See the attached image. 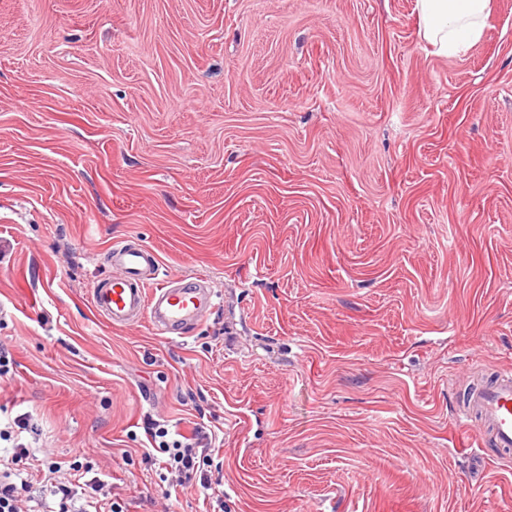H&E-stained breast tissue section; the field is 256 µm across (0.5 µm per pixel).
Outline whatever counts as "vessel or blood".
Instances as JSON below:
<instances>
[{
  "label": "vessel or blood",
  "mask_w": 512,
  "mask_h": 512,
  "mask_svg": "<svg viewBox=\"0 0 512 512\" xmlns=\"http://www.w3.org/2000/svg\"><path fill=\"white\" fill-rule=\"evenodd\" d=\"M110 261L118 273L92 291V307L108 324L126 327L147 320L154 333L179 337L214 309V294L203 277H161V262L150 247L135 241L113 245ZM458 420L475 425L512 461V375L471 384Z\"/></svg>",
  "instance_id": "b4317fda"
}]
</instances>
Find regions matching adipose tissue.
<instances>
[{
    "label": "adipose tissue",
    "instance_id": "obj_1",
    "mask_svg": "<svg viewBox=\"0 0 512 512\" xmlns=\"http://www.w3.org/2000/svg\"><path fill=\"white\" fill-rule=\"evenodd\" d=\"M491 0H415L421 38L437 54L463 53L484 31Z\"/></svg>",
    "mask_w": 512,
    "mask_h": 512
}]
</instances>
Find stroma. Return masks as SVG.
Wrapping results in <instances>:
<instances>
[{"label":"stroma","mask_w":512,"mask_h":512,"mask_svg":"<svg viewBox=\"0 0 512 512\" xmlns=\"http://www.w3.org/2000/svg\"><path fill=\"white\" fill-rule=\"evenodd\" d=\"M218 293L97 317L114 244ZM0 427L163 496L145 416L218 431L224 512H512L456 418L512 372V0L444 57L415 0H0Z\"/></svg>","instance_id":"35a3bbf8"}]
</instances>
